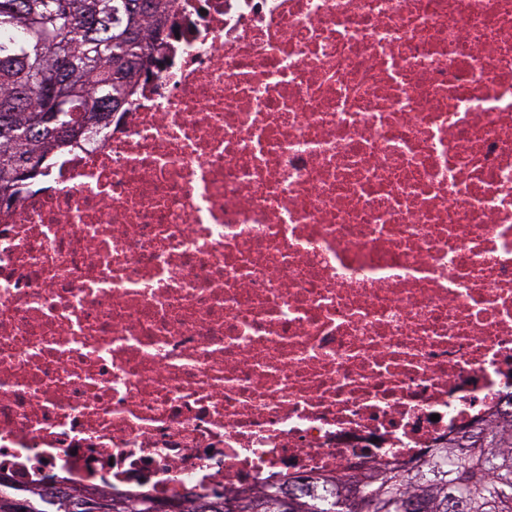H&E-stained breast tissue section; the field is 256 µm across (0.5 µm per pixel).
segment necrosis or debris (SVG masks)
<instances>
[{
	"mask_svg": "<svg viewBox=\"0 0 512 512\" xmlns=\"http://www.w3.org/2000/svg\"><path fill=\"white\" fill-rule=\"evenodd\" d=\"M0 205V486L418 460L512 404V0H172Z\"/></svg>",
	"mask_w": 512,
	"mask_h": 512,
	"instance_id": "4bbe7bcc",
	"label": "necrosis or debris"
}]
</instances>
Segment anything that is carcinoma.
<instances>
[{
  "mask_svg": "<svg viewBox=\"0 0 512 512\" xmlns=\"http://www.w3.org/2000/svg\"><path fill=\"white\" fill-rule=\"evenodd\" d=\"M170 0H0V201L20 194L86 127L119 110L134 78L151 62ZM34 164L29 178L16 172ZM431 448L414 470L397 463L374 474L304 480L305 512H408L420 497L426 512H512V411L502 410ZM279 489L230 490L256 512H276ZM88 497L33 488L19 498L27 512H77Z\"/></svg>",
  "mask_w": 512,
  "mask_h": 512,
  "instance_id": "1",
  "label": "carcinoma"
}]
</instances>
